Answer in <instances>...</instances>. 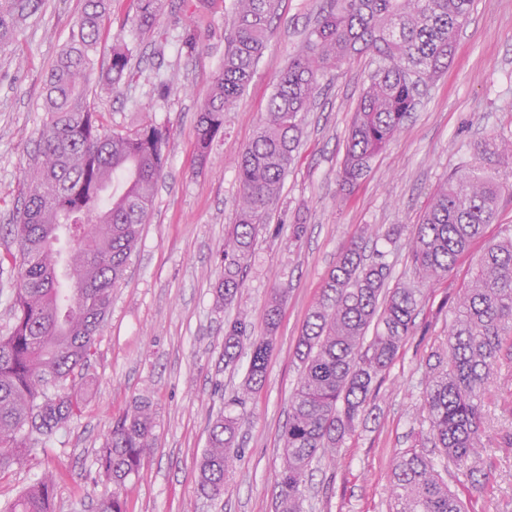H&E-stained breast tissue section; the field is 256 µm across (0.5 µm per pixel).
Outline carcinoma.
Returning <instances> with one entry per match:
<instances>
[{
    "label": "carcinoma",
    "instance_id": "carcinoma-1",
    "mask_svg": "<svg viewBox=\"0 0 512 512\" xmlns=\"http://www.w3.org/2000/svg\"><path fill=\"white\" fill-rule=\"evenodd\" d=\"M108 0H86L69 38L54 59L43 94L47 112L39 137L41 163L9 235L16 270L13 325L0 336V470L80 416L84 392L77 380L88 365L95 334L112 304L145 223L166 161L170 132L152 123L119 134L104 129L87 92L98 71L96 46L109 34ZM42 0H0V53ZM163 0H137L133 30L150 31ZM278 0H234L224 65L196 126L199 156L224 132V112L251 80L272 35ZM473 0H324L316 24L279 72L266 117L238 154L241 187L235 224L224 241L217 298L231 300L244 283L243 269L257 231L277 199L281 180L299 146L300 122L320 92L322 78L358 55L375 69L353 114L340 181L353 187L402 129L424 89L448 69L456 38ZM132 49L121 39L106 64L112 87L128 75ZM483 150L439 186L416 225L411 257L423 281L448 275L459 257L496 218L509 178L489 174L494 155ZM383 255L366 262L350 243L338 255L296 345L302 373L282 430L283 463L277 476V512H302L306 478L314 461L336 448L365 417L371 392L412 336L422 302L419 288H388ZM282 295L266 303L264 331L251 322L224 327V365L239 360L244 340L250 362L242 395L265 380L281 314ZM373 336H367L369 329ZM512 340V238L488 245L461 289L444 348L432 354L424 410L431 457L410 449L390 474L392 512H466L448 487L443 462L472 477L484 458L483 396L494 380L504 346ZM239 419L221 417L211 426L199 460L198 487L218 499L238 456ZM151 402L141 397L112 421L97 456L98 477L112 485L96 512H124L121 490L138 475L152 445ZM56 476L47 472L7 504L4 512H55Z\"/></svg>",
    "mask_w": 512,
    "mask_h": 512
}]
</instances>
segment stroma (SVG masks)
<instances>
[{"mask_svg": "<svg viewBox=\"0 0 512 512\" xmlns=\"http://www.w3.org/2000/svg\"><path fill=\"white\" fill-rule=\"evenodd\" d=\"M323 0H281L274 31L253 77L224 115V136L199 158L196 123L224 62L232 0H167L154 29L135 43L133 80L112 90L92 79L88 100L109 130L150 122L170 131L168 161L153 206L112 307L95 339L93 384L80 417L0 471V504L47 470L58 469L56 512H92L105 487L93 480L113 419L140 396L155 410L154 444L123 490L125 512H275L280 434L300 377L296 344L329 270L344 246L376 242L391 267L390 287L423 292L412 336L368 402L369 414L314 463L303 512H389V477L402 452L421 446L427 363L443 347L460 288L488 242L512 234V193L448 277L422 283L411 259L412 231L448 175L485 142L512 137V0H474L447 71L435 81L353 191L339 171L349 126L374 65L352 59L322 81L302 116L296 159L286 172L247 259L244 288L217 304L224 238L235 219L237 155L266 115L277 75L299 48ZM85 0H44L10 51L0 53V335L13 322L15 282L6 231L25 189L47 114L40 107L51 64ZM192 38L195 47L182 42ZM303 225L294 235L295 225ZM401 233L389 236L392 226ZM285 292L263 384L237 405L248 361L224 365V326L238 318L262 330V311ZM485 475L452 476L448 486L468 512H512V360L500 363L484 395ZM240 419V458L220 499L202 496L197 460L218 415Z\"/></svg>", "mask_w": 512, "mask_h": 512, "instance_id": "35a3bbf8", "label": "stroma"}]
</instances>
